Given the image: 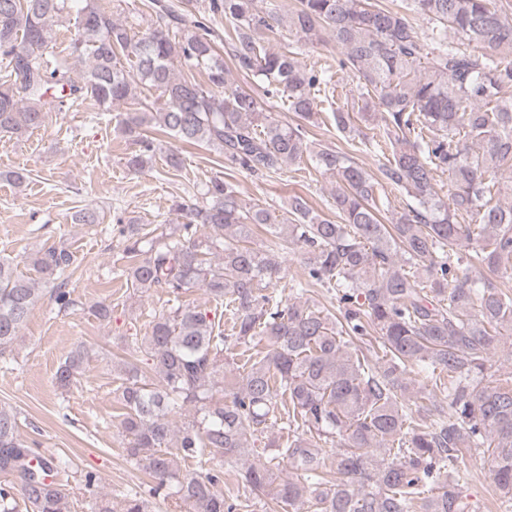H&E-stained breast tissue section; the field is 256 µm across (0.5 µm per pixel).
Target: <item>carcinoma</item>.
<instances>
[{"label": "carcinoma", "instance_id": "1", "mask_svg": "<svg viewBox=\"0 0 512 512\" xmlns=\"http://www.w3.org/2000/svg\"><path fill=\"white\" fill-rule=\"evenodd\" d=\"M0 0V133L16 139L44 126L54 112L90 97L103 111L128 104L120 132L139 144L126 158L136 171L152 166L158 138L218 153L217 162L251 175L277 173L308 160L334 179L331 220L294 194L287 216L242 205L235 185L211 179L199 205L175 201L184 222L156 234L130 224L122 234L132 259L131 285L160 288L177 305L154 318L128 357L112 364L128 458L151 473L191 512H236L215 491L223 472L212 459L237 467L256 495L272 491L274 512H474L464 494L459 460L479 448L492 457L491 479L512 501V378L495 385L471 380L487 370L502 330H512V4L509 0H298L280 14L259 0H209L224 15V41L236 69L260 78L299 123L284 124L258 96L234 83L210 28L193 0L179 11L158 6L141 34L114 19L96 0ZM75 14L69 56L88 62L81 82L65 61L50 62L53 27ZM428 24V32L417 27ZM296 40L270 46L275 28ZM456 39L448 40V30ZM330 41L340 49L336 71L356 80L357 114L336 105V129L352 146L381 152L378 174L353 158L313 146L303 123L319 114L333 72L302 61L304 49ZM202 69L207 84L181 77L175 64ZM381 114L382 123L376 122ZM448 173V195L436 189ZM408 197L392 210L386 189ZM201 224L212 234L196 236ZM268 237L249 245L253 229ZM300 248L304 281L288 299L271 284L288 277L280 257ZM218 254L213 264L207 256ZM25 261L43 287L0 257V347L13 343L43 288L69 307L61 277L74 263L65 243ZM224 303L221 317L185 304L197 287ZM309 288L334 294L336 309L301 300ZM247 351L237 374L224 357ZM89 357L70 351L54 375L68 389ZM152 362L158 380L143 371ZM426 384L409 377L412 367ZM195 413L173 430L168 416ZM288 430L282 443L276 431ZM271 462L255 465L261 439ZM336 448L333 474L323 447ZM199 470L183 475L177 460ZM286 463L287 479L275 469ZM0 472L20 481L27 512H71L70 492L32 465L18 435L17 413L0 407Z\"/></svg>", "mask_w": 512, "mask_h": 512}]
</instances>
